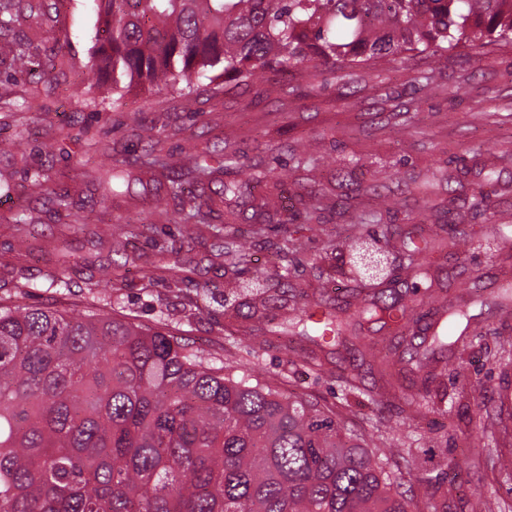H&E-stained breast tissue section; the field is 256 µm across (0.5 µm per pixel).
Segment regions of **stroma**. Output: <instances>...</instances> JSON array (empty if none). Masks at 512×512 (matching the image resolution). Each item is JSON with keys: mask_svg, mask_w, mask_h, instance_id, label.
<instances>
[{"mask_svg": "<svg viewBox=\"0 0 512 512\" xmlns=\"http://www.w3.org/2000/svg\"><path fill=\"white\" fill-rule=\"evenodd\" d=\"M95 22L93 0H61V76L35 85L0 73V143L9 146L0 152V303L165 326L247 384L318 399L345 429L404 449L412 480L431 485L422 512H501L512 501L499 468L512 456V348L499 344L512 336V314L498 310L512 285V243H499L512 236V42L478 56L456 49L438 63L391 57L348 76L305 65L214 89L202 76L188 108L175 88L120 94L92 80ZM204 153L233 156L225 180L262 172L286 182L280 222L256 235L228 214L219 234L188 219L166 174L189 175ZM154 158L163 167L147 173ZM112 171L139 181L105 200L98 182ZM62 192L69 207L53 203ZM479 193L487 205L475 211ZM302 195L316 197L315 209ZM448 213L462 216L467 248L408 255L405 236L431 234ZM371 228L392 278L413 280L423 267L433 287L416 295L405 329H369L361 350L317 346L296 324L260 332L239 310L244 294L224 286L222 236L233 233L246 239L261 287L284 274L297 305L346 306L356 289L374 288L340 275L331 248ZM444 303L466 305L469 327L427 375L405 350L440 326ZM385 354L398 360L392 395L375 370ZM312 356L321 370L309 368Z\"/></svg>", "mask_w": 512, "mask_h": 512, "instance_id": "1", "label": "stroma"}]
</instances>
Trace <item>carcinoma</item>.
Listing matches in <instances>:
<instances>
[{"mask_svg": "<svg viewBox=\"0 0 512 512\" xmlns=\"http://www.w3.org/2000/svg\"><path fill=\"white\" fill-rule=\"evenodd\" d=\"M55 0H0V65L42 77L55 69L47 43ZM90 71L112 90L260 78L319 62L371 67L404 53L443 56L512 41V0H97ZM197 159V179L222 182L189 217L220 219L256 196L265 177L223 181ZM353 241L343 274L363 281ZM233 272L249 252L227 236ZM416 283L354 312L326 301L299 322L328 346L361 342L353 324L402 326ZM467 318L410 344L420 369ZM398 448L369 447L318 404L224 373L164 328L106 315L0 305V512H417L401 477L382 463Z\"/></svg>", "mask_w": 512, "mask_h": 512, "instance_id": "carcinoma-1", "label": "carcinoma"}]
</instances>
